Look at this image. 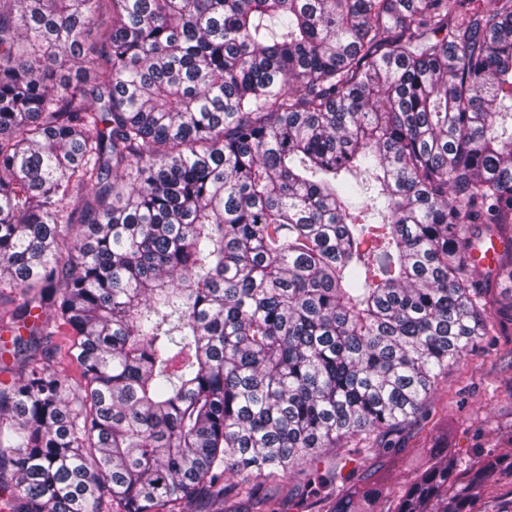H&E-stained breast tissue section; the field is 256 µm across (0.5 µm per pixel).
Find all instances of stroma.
<instances>
[{"instance_id":"obj_1","label":"stroma","mask_w":512,"mask_h":512,"mask_svg":"<svg viewBox=\"0 0 512 512\" xmlns=\"http://www.w3.org/2000/svg\"><path fill=\"white\" fill-rule=\"evenodd\" d=\"M428 413L423 432L398 435L401 451L387 473L391 496L380 501L381 512H390L413 461L438 435H446L451 451L465 461L512 445V324L483 337L465 361L440 374Z\"/></svg>"}]
</instances>
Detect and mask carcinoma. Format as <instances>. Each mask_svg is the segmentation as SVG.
Listing matches in <instances>:
<instances>
[{"instance_id":"cac0c4a2","label":"carcinoma","mask_w":512,"mask_h":512,"mask_svg":"<svg viewBox=\"0 0 512 512\" xmlns=\"http://www.w3.org/2000/svg\"><path fill=\"white\" fill-rule=\"evenodd\" d=\"M509 119L512 0H0L8 512H282L293 475L375 512L368 454L512 280ZM47 311L80 384L20 333ZM502 471L434 454L397 512H475Z\"/></svg>"}]
</instances>
